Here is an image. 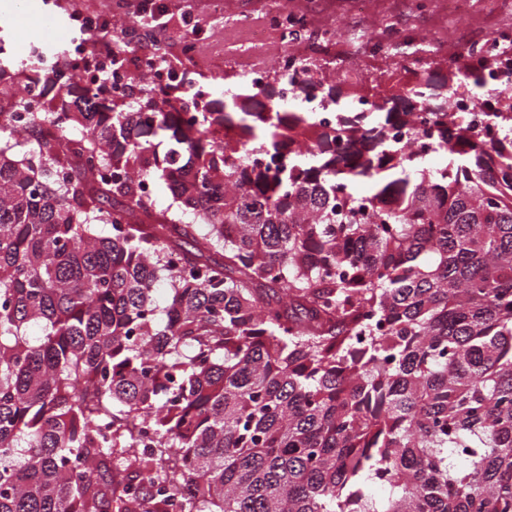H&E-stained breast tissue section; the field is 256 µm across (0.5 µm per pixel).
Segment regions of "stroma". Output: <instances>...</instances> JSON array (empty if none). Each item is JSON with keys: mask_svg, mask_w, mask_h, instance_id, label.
<instances>
[{"mask_svg": "<svg viewBox=\"0 0 512 512\" xmlns=\"http://www.w3.org/2000/svg\"><path fill=\"white\" fill-rule=\"evenodd\" d=\"M270 0H163L158 32L167 45V59L178 64V49L193 39L190 64L194 80L234 58L243 68L268 67L282 51L293 49L331 71L342 87L396 88L406 83L407 70H446L463 65L473 48L492 34L512 31V0H288L290 12L306 15L307 33L288 35L267 26ZM145 0H0V39L10 54L22 58L26 42L58 29L51 49L62 45L75 11L92 12L112 21L142 11ZM422 38L430 56L406 63L400 54L379 48L389 29Z\"/></svg>", "mask_w": 512, "mask_h": 512, "instance_id": "35a3bbf8", "label": "stroma"}]
</instances>
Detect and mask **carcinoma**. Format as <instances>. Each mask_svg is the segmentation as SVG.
I'll return each instance as SVG.
<instances>
[{
    "label": "carcinoma",
    "instance_id": "1",
    "mask_svg": "<svg viewBox=\"0 0 512 512\" xmlns=\"http://www.w3.org/2000/svg\"><path fill=\"white\" fill-rule=\"evenodd\" d=\"M471 58L372 112L302 79L332 128L12 61L88 105L0 84V512H512V118L449 125ZM417 103L441 168L386 139Z\"/></svg>",
    "mask_w": 512,
    "mask_h": 512
}]
</instances>
